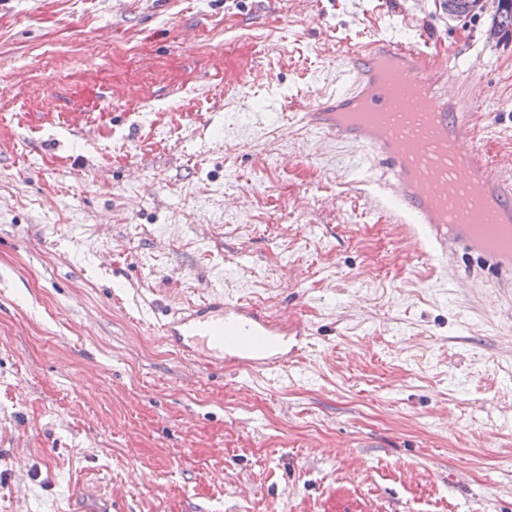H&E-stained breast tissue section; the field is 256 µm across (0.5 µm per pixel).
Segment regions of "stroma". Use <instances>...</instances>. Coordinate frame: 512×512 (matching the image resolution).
<instances>
[{
  "label": "stroma",
  "mask_w": 512,
  "mask_h": 512,
  "mask_svg": "<svg viewBox=\"0 0 512 512\" xmlns=\"http://www.w3.org/2000/svg\"><path fill=\"white\" fill-rule=\"evenodd\" d=\"M433 0H0V512H512V289L428 255L299 112L452 53L489 156L512 39ZM265 79H256V71ZM300 339L187 355L212 293Z\"/></svg>",
  "instance_id": "stroma-1"
}]
</instances>
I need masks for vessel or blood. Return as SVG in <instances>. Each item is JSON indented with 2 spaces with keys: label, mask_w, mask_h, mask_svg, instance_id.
I'll return each mask as SVG.
<instances>
[{
  "label": "vessel or blood",
  "mask_w": 512,
  "mask_h": 512,
  "mask_svg": "<svg viewBox=\"0 0 512 512\" xmlns=\"http://www.w3.org/2000/svg\"><path fill=\"white\" fill-rule=\"evenodd\" d=\"M346 88L332 104L305 110L308 126L326 139L357 142L360 165L379 171L382 200L397 223L434 252L464 250L491 265L496 283L512 286V151L487 160L475 141L468 106L449 101L447 71L416 47L370 43L343 70ZM468 163L459 178L457 157ZM498 202L477 212L471 181ZM164 337L200 336L231 353L239 366L267 370L285 345L288 327L254 307L218 300L162 324Z\"/></svg>",
  "instance_id": "1"
}]
</instances>
